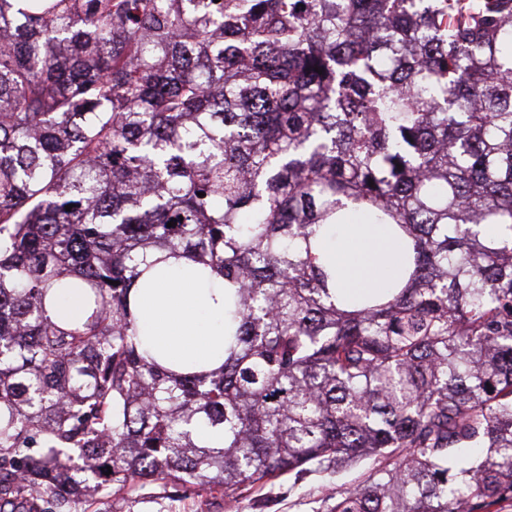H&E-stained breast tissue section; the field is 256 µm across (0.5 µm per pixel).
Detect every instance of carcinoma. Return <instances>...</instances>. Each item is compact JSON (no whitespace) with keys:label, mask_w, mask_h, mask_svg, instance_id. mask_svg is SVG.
<instances>
[{"label":"carcinoma","mask_w":512,"mask_h":512,"mask_svg":"<svg viewBox=\"0 0 512 512\" xmlns=\"http://www.w3.org/2000/svg\"><path fill=\"white\" fill-rule=\"evenodd\" d=\"M353 213L402 252L348 298ZM183 259L232 288L209 373L130 308ZM366 460L326 512L512 497V0H0V512Z\"/></svg>","instance_id":"1"}]
</instances>
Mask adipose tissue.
<instances>
[{"label":"adipose tissue","instance_id":"adipose-tissue-1","mask_svg":"<svg viewBox=\"0 0 512 512\" xmlns=\"http://www.w3.org/2000/svg\"><path fill=\"white\" fill-rule=\"evenodd\" d=\"M322 253L341 266L340 286L370 292L395 277L394 246L378 224H348L328 232ZM137 320L149 348L175 369L209 372L224 361V280L202 282L189 270L165 275L131 291Z\"/></svg>","mask_w":512,"mask_h":512}]
</instances>
